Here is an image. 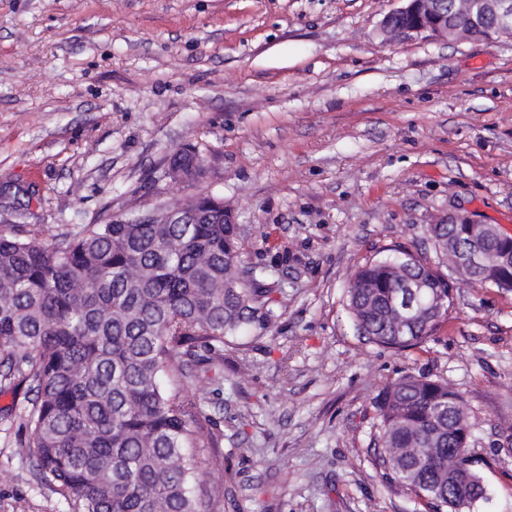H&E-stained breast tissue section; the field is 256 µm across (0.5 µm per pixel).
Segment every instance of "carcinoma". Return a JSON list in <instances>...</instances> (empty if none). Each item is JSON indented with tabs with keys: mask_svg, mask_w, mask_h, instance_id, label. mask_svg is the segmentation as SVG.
<instances>
[{
	"mask_svg": "<svg viewBox=\"0 0 512 512\" xmlns=\"http://www.w3.org/2000/svg\"><path fill=\"white\" fill-rule=\"evenodd\" d=\"M197 224H88L49 245V224L0 230V382L18 378L36 399L23 454L40 478L72 501L73 512H200V461L214 443L197 403L170 395L160 373L185 376L183 357L202 347L224 359L245 328L266 333L284 296L273 266L244 267V234L212 198ZM451 224L428 228L437 261L409 249L366 261L347 287V311L371 342L397 352L437 339L448 299ZM441 293L403 335L392 297L413 280ZM382 477L422 500L428 512H458L484 499L473 467L448 483V457L469 448L454 434L466 416L460 394L440 380L406 374L375 397ZM435 449L423 461L399 448Z\"/></svg>",
	"mask_w": 512,
	"mask_h": 512,
	"instance_id": "obj_1",
	"label": "carcinoma"
}]
</instances>
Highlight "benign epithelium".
I'll return each mask as SVG.
<instances>
[{"instance_id":"1","label":"benign epithelium","mask_w":512,"mask_h":512,"mask_svg":"<svg viewBox=\"0 0 512 512\" xmlns=\"http://www.w3.org/2000/svg\"><path fill=\"white\" fill-rule=\"evenodd\" d=\"M404 5L389 12L383 19V30L406 40L430 38L447 40L464 34L458 25L448 0H403ZM467 18L474 27L483 31V38L512 37V0H468ZM202 165L192 156L168 160L169 174L180 180L186 172ZM194 200L185 206L187 212H173L166 216L168 224H192L199 217ZM450 224L465 225L466 246L448 240V251L455 253V265L448 273V296H453L455 278L464 279L474 271H482L490 278L486 285L500 291H512V236L504 237L491 224H480L465 215L448 217ZM490 233L503 245L495 252H487L482 237Z\"/></svg>"}]
</instances>
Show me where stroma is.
Masks as SVG:
<instances>
[{"mask_svg": "<svg viewBox=\"0 0 512 512\" xmlns=\"http://www.w3.org/2000/svg\"><path fill=\"white\" fill-rule=\"evenodd\" d=\"M399 0H0V229L78 227L197 195L245 259L274 264L279 318L190 363L215 435L201 512H419L387 483L373 399L423 373L458 392L486 487L512 512V292L457 282L438 340L395 352L345 309L355 266L464 213L512 234V39L392 40ZM193 146L204 174L166 175ZM27 387L0 392V512H71L20 455Z\"/></svg>", "mask_w": 512, "mask_h": 512, "instance_id": "1", "label": "stroma"}]
</instances>
